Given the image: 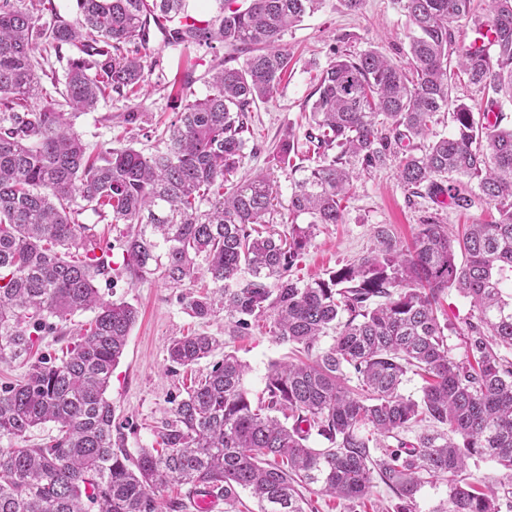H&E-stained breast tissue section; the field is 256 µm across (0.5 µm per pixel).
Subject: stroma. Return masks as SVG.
Listing matches in <instances>:
<instances>
[{"label":"stroma","instance_id":"stroma-1","mask_svg":"<svg viewBox=\"0 0 512 512\" xmlns=\"http://www.w3.org/2000/svg\"><path fill=\"white\" fill-rule=\"evenodd\" d=\"M409 33L398 0H363L356 12L347 10L342 0H323L317 11L305 16L284 35L288 73L273 98L254 110L252 138L236 174L242 180L258 172H272L280 211L273 226L275 232L285 235L291 230L286 212L292 175L273 169L271 152L287 134L304 137L318 70L335 54L357 55L371 47L379 48L400 66H407ZM243 59V52L218 44L167 46L160 35H152L146 50V94L135 103L112 97L97 110L74 118V128L95 151L131 146L147 154L154 152L165 128L182 110L181 101L172 91L173 82L191 74L192 89L201 98L208 91L206 80L211 66L221 60L235 65ZM134 104L142 112L143 120L130 126L123 123L122 116ZM342 207V223L314 228L304 254L292 269L293 276L306 281L327 277L339 265L370 250L375 244L374 230L382 225L391 229L397 240L406 243L417 224L428 218L457 230L466 224H490L499 218L492 204L482 203L459 211L448 204L412 196L391 165L362 173ZM116 236V230L105 228L102 240L113 245L114 269L99 277L97 286L105 299L123 300L138 310L137 321L107 390L114 407L113 423L120 427L127 450L134 454L139 449L155 447L156 432L171 408L201 375L221 361L225 352L235 353L247 365L245 384L257 395L264 387L270 365L287 360L292 346L271 335L265 318L252 321L245 335L232 337L224 317L199 320L189 316L180 297L191 292V285L171 287L158 280L135 278L123 268L122 251L114 245ZM194 332L223 341V349L188 368L172 363L168 357L170 342Z\"/></svg>","mask_w":512,"mask_h":512}]
</instances>
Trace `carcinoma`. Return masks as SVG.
<instances>
[{"mask_svg": "<svg viewBox=\"0 0 512 512\" xmlns=\"http://www.w3.org/2000/svg\"><path fill=\"white\" fill-rule=\"evenodd\" d=\"M76 2L68 20L53 0H0V363L31 356L49 319L94 312L62 357L37 358L22 381L0 386V512H156L151 493L169 485L210 488L231 509L248 491L258 512H307L305 490L359 501L377 478L395 493L396 512H416L422 486L437 481L448 484L438 512H501L504 501L512 509V361L499 352L512 350V292L498 278L512 273V127L500 110V99H512V0H485L482 15L473 0H400L413 28L409 69L373 47L327 63L305 134L321 149L319 163H292L291 133L272 155L275 167L304 172L288 216L309 222L285 238L256 228L276 213L271 174L224 185L245 158L253 106L288 71L284 34L322 0H215L210 20L188 0ZM462 21L483 45L457 44ZM153 28L167 45L219 42L248 56L214 67L203 98L191 79L180 84L183 110L164 148L88 152L71 117L143 89L141 49ZM65 47L78 56L67 60L60 102L37 68ZM461 73L484 92L480 117L452 104ZM443 112L452 132L414 144ZM389 161L411 195L436 204L446 196L461 211L493 202L500 219L461 237L428 221L408 244L380 227L374 248L328 278L290 277L311 228L342 223L353 166L371 172ZM88 209L123 225L117 242L137 278L173 286L209 278L212 290L186 298L193 316L222 313L234 336L249 318L269 316L274 336L311 357L271 365L253 399L247 365L225 354L172 409L158 447L132 456L112 430L106 392L137 310L96 288L112 246L80 222ZM450 289L475 311L458 361L448 355L453 327L439 319ZM331 329L330 346L313 352ZM218 346L194 333L173 340L168 355L188 367ZM410 372L425 382L418 398L401 392ZM47 422L56 424L51 440L19 445ZM422 422L429 427L415 441L385 444ZM314 433L331 447H309ZM473 458L498 465L500 487L465 477Z\"/></svg>", "mask_w": 512, "mask_h": 512, "instance_id": "obj_1", "label": "carcinoma"}]
</instances>
